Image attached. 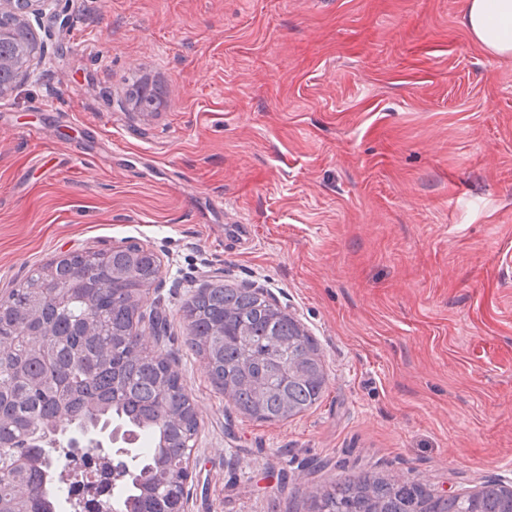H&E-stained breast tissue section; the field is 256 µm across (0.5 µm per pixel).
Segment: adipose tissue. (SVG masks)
Listing matches in <instances>:
<instances>
[{
    "instance_id": "1",
    "label": "adipose tissue",
    "mask_w": 512,
    "mask_h": 512,
    "mask_svg": "<svg viewBox=\"0 0 512 512\" xmlns=\"http://www.w3.org/2000/svg\"><path fill=\"white\" fill-rule=\"evenodd\" d=\"M464 25L485 50L512 54V0H466Z\"/></svg>"
}]
</instances>
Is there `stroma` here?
Masks as SVG:
<instances>
[{"label":"stroma","instance_id":"stroma-1","mask_svg":"<svg viewBox=\"0 0 512 512\" xmlns=\"http://www.w3.org/2000/svg\"><path fill=\"white\" fill-rule=\"evenodd\" d=\"M464 2L26 16L40 48L0 97V297L57 255L157 254V348L198 411L189 512H307L345 471L512 482V55L472 39ZM138 85L163 95L140 110ZM211 284L263 289L314 337L313 408L264 423L228 405L182 312Z\"/></svg>","mask_w":512,"mask_h":512}]
</instances>
